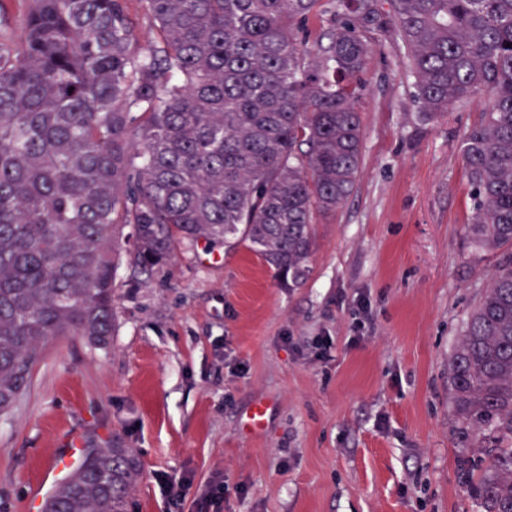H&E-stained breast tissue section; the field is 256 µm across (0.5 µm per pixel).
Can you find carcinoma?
<instances>
[{
  "label": "carcinoma",
  "instance_id": "carcinoma-1",
  "mask_svg": "<svg viewBox=\"0 0 512 512\" xmlns=\"http://www.w3.org/2000/svg\"><path fill=\"white\" fill-rule=\"evenodd\" d=\"M0 0V413L41 348L114 330L121 256L152 276L183 241L241 243L290 288L316 216L361 168L369 34L406 50L436 117L485 97L461 145L471 246L499 255L450 362L458 470L478 512H512V0ZM321 14L308 50L292 36ZM128 448L85 455L43 512H128Z\"/></svg>",
  "mask_w": 512,
  "mask_h": 512
}]
</instances>
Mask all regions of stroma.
<instances>
[{"mask_svg":"<svg viewBox=\"0 0 512 512\" xmlns=\"http://www.w3.org/2000/svg\"><path fill=\"white\" fill-rule=\"evenodd\" d=\"M371 42L361 172L315 219L309 279L282 287L244 245L212 262L183 243L154 279L119 265L110 344L50 341L0 416V512H42L35 490L75 443L141 460L131 512H196L219 479L224 512H474L449 361L496 269L466 238L461 143L485 102L425 116L401 43ZM259 401L267 424L250 433ZM161 473L186 481L181 502Z\"/></svg>","mask_w":512,"mask_h":512,"instance_id":"stroma-1","label":"stroma"}]
</instances>
